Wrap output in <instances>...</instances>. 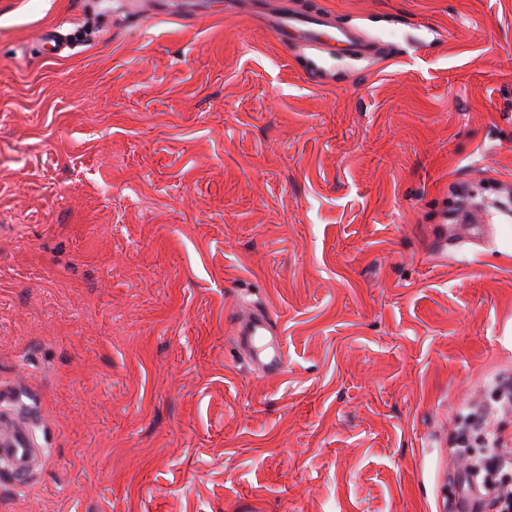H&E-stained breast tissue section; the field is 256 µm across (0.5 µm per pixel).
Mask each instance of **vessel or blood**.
Returning <instances> with one entry per match:
<instances>
[{
    "label": "vessel or blood",
    "mask_w": 512,
    "mask_h": 512,
    "mask_svg": "<svg viewBox=\"0 0 512 512\" xmlns=\"http://www.w3.org/2000/svg\"><path fill=\"white\" fill-rule=\"evenodd\" d=\"M224 14L247 18L252 25L270 33L281 46H300L332 59L339 55L373 58L384 53L382 43L360 27L338 24L331 13L304 4L303 0H224ZM37 39L50 57H61L68 47L56 26L38 33ZM448 218L447 205H440L432 219V253L447 255L448 241L455 230H463L475 242L484 240L491 232L490 225L474 219L458 228L449 224ZM229 325L237 354L246 359L254 372L270 378L284 372V331L264 303L243 304L230 318ZM41 457V449L33 446L24 430L13 431L7 441L0 442V474L15 485H25Z\"/></svg>",
    "instance_id": "vessel-or-blood-1"
}]
</instances>
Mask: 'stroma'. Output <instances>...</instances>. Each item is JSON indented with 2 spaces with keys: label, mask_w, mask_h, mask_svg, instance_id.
Here are the masks:
<instances>
[{
  "label": "stroma",
  "mask_w": 512,
  "mask_h": 512,
  "mask_svg": "<svg viewBox=\"0 0 512 512\" xmlns=\"http://www.w3.org/2000/svg\"><path fill=\"white\" fill-rule=\"evenodd\" d=\"M323 2L389 56L0 0V391L47 450L16 512H435L512 369V0ZM459 185L497 233L432 256ZM246 296L279 377L231 355ZM62 28L63 25L55 26L36 35V39L41 43L47 56L59 58L62 57L66 49H69L68 43L60 32Z\"/></svg>",
  "instance_id": "stroma-1"
}]
</instances>
